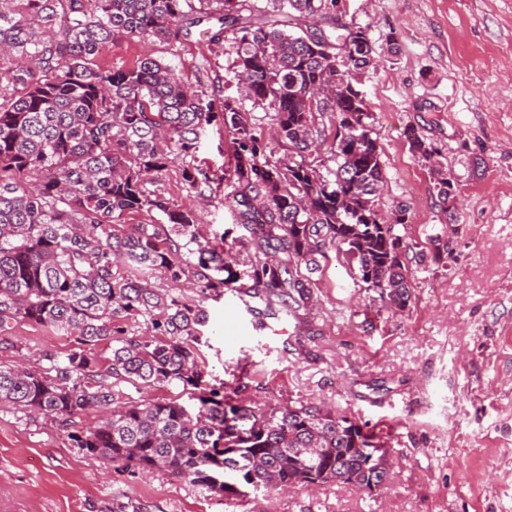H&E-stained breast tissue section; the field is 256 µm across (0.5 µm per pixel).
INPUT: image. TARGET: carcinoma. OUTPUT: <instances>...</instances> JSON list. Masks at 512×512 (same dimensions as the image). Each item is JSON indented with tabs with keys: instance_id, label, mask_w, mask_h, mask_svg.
Returning a JSON list of instances; mask_svg holds the SVG:
<instances>
[{
	"instance_id": "cac0c4a2",
	"label": "carcinoma",
	"mask_w": 512,
	"mask_h": 512,
	"mask_svg": "<svg viewBox=\"0 0 512 512\" xmlns=\"http://www.w3.org/2000/svg\"><path fill=\"white\" fill-rule=\"evenodd\" d=\"M0 0V347L21 350L14 327L28 323L73 338L66 354H43L36 369L0 363V405L49 419L73 447L116 469L162 470L240 497L299 485L372 488L387 478L393 449L347 416L299 403L238 402L212 387L198 362L204 309L156 288L160 270L197 277L201 292L247 277L249 290L297 319L312 275L334 247L389 307L409 298L410 250L376 207L384 183L374 118L355 70L372 52L366 30L336 19V0ZM210 41L235 54L239 96L189 89L146 55L123 69L93 60L116 36L177 41L211 20ZM266 106L281 152L269 146L244 101ZM334 118L329 168L311 156L325 136L316 115ZM222 118L231 139L236 223L284 254L237 257L202 241L194 210L158 188L171 158L201 196L213 178L196 164L207 128ZM410 150L429 169L443 211L457 185L438 150L415 131ZM156 215L154 223L125 217ZM223 272L216 279L212 272ZM143 318L148 336H130ZM100 344L110 349L102 357ZM179 383L188 400H116L115 386ZM98 408L93 426L75 417Z\"/></svg>"
}]
</instances>
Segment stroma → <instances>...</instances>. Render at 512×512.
<instances>
[{
	"label": "stroma",
	"mask_w": 512,
	"mask_h": 512,
	"mask_svg": "<svg viewBox=\"0 0 512 512\" xmlns=\"http://www.w3.org/2000/svg\"><path fill=\"white\" fill-rule=\"evenodd\" d=\"M344 23L364 28L375 63L361 88L374 117L385 181L380 213L409 207L410 296L388 308L328 249L292 345L238 341L224 332L230 288L194 279L155 283L206 308L200 362L237 399L343 412L394 450L376 491L347 485L247 492L236 501L164 471L117 469L71 446L49 421L0 407V512H512V0H338ZM191 86L223 85L234 55L199 34L168 43L115 38L97 63L126 68L144 53ZM439 151L458 194L443 211L408 131ZM160 186L194 205L201 239L234 224L223 193L194 197L180 163ZM22 351L0 362L36 367L72 338L25 323Z\"/></svg>",
	"instance_id": "35a3bbf8"
}]
</instances>
